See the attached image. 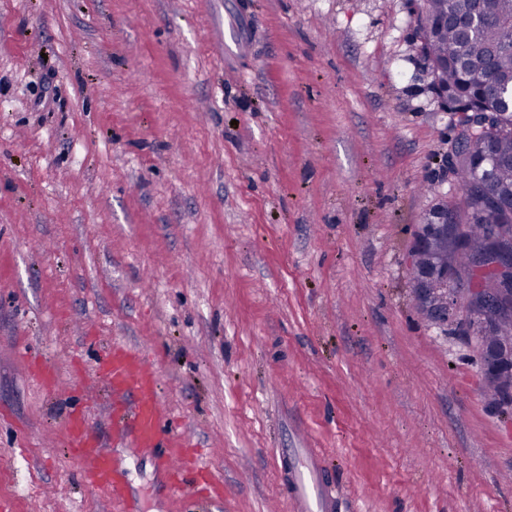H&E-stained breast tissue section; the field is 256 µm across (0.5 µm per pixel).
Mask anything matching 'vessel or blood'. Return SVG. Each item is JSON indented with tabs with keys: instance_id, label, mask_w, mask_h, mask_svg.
Here are the masks:
<instances>
[{
	"instance_id": "obj_1",
	"label": "vessel or blood",
	"mask_w": 512,
	"mask_h": 512,
	"mask_svg": "<svg viewBox=\"0 0 512 512\" xmlns=\"http://www.w3.org/2000/svg\"><path fill=\"white\" fill-rule=\"evenodd\" d=\"M97 372L111 390L133 394L134 408L123 428L129 431L136 447L154 454L172 488L180 489L184 473L201 469L202 464L190 459L170 437L166 419L158 407L154 373L143 366L137 353L121 348L109 351L98 360ZM68 440L73 457L82 468L86 486L121 503L125 512H136L137 504L128 494L125 468L102 449L85 417L72 420ZM290 482L298 512H335L336 497L321 472L316 449H305L302 462L290 474Z\"/></svg>"
}]
</instances>
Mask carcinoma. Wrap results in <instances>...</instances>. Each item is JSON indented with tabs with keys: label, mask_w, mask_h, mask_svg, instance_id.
<instances>
[{
	"label": "carcinoma",
	"mask_w": 512,
	"mask_h": 512,
	"mask_svg": "<svg viewBox=\"0 0 512 512\" xmlns=\"http://www.w3.org/2000/svg\"><path fill=\"white\" fill-rule=\"evenodd\" d=\"M479 9L481 28L464 39L451 27H438L426 35L422 46L427 59L450 53L463 64H450L443 80L460 98L469 100L478 90L483 101L491 105L496 92L512 88V0H426V12L439 18L452 10L468 14ZM504 126L491 144L485 136L469 141L454 173L466 204L461 221L467 226L468 238L475 247L492 244L504 257L512 256V113L504 116ZM432 273L450 269L458 275L456 287L474 288L476 294L492 292L501 306L479 310L469 322L467 332L481 345L493 368L488 381L497 400H512V359L496 356L493 349L512 343V278L478 265L474 253L439 238L418 262Z\"/></svg>",
	"instance_id": "obj_1"
}]
</instances>
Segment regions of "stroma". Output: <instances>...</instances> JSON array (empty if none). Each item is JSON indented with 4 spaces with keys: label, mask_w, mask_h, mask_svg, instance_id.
I'll return each mask as SVG.
<instances>
[{
    "label": "stroma",
    "mask_w": 512,
    "mask_h": 512,
    "mask_svg": "<svg viewBox=\"0 0 512 512\" xmlns=\"http://www.w3.org/2000/svg\"><path fill=\"white\" fill-rule=\"evenodd\" d=\"M412 0H0V504L293 512L316 448L340 512H512V414L481 354L416 309L406 258L461 190ZM232 28L246 36L224 57ZM140 355L197 502L113 427L91 369ZM42 363L66 382L43 389ZM69 445L82 468L86 486L104 492L121 503L125 512H137V503L129 496L126 470L122 463L105 452L93 427L85 417H75L69 428Z\"/></svg>",
    "instance_id": "35a3bbf8"
}]
</instances>
